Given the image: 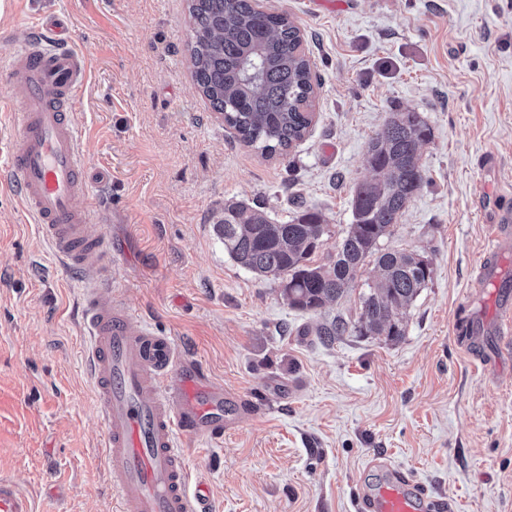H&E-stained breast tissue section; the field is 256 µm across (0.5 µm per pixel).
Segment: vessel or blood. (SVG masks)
<instances>
[{"label": "vessel or blood", "instance_id": "1", "mask_svg": "<svg viewBox=\"0 0 512 512\" xmlns=\"http://www.w3.org/2000/svg\"><path fill=\"white\" fill-rule=\"evenodd\" d=\"M22 45L0 67L7 73V104L18 122L5 181L37 224L59 264L95 268L84 281L86 365L104 426L101 446L117 496L116 512H206L209 488L191 484L179 437L216 439L240 418L241 394L225 390L174 340L136 320L111 287L110 254L92 236L94 207L78 206L89 195L76 119L87 66L72 46L64 21L38 20L22 30ZM512 250V212L497 211L476 280L500 291L498 335H512V280L498 270ZM379 479L355 500L356 512H456L454 500L432 495L421 483L378 457ZM0 512H34L31 498L0 473Z\"/></svg>", "mask_w": 512, "mask_h": 512}]
</instances>
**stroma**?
Masks as SVG:
<instances>
[{"label":"stroma","mask_w":512,"mask_h":512,"mask_svg":"<svg viewBox=\"0 0 512 512\" xmlns=\"http://www.w3.org/2000/svg\"><path fill=\"white\" fill-rule=\"evenodd\" d=\"M255 5L300 28L320 80L304 138L271 157L200 92L188 0H0V54L15 47L17 19L56 16L86 59L77 121L113 291L260 406L221 442H186L191 483L208 485V512H354L382 456L458 512H512V358L493 334L495 290L471 288L495 208L512 210V0ZM409 110L432 133L427 183L382 245L427 258L432 280L401 340L351 331L323 342L321 324L356 325L374 265L339 301L297 310L278 281L237 265L216 224L237 201L286 222L299 199L332 230L319 256L333 252L353 188L371 175L369 140ZM97 275L58 264L0 183V472L36 512H114L83 367L79 284ZM469 319L484 335L459 333Z\"/></svg>","instance_id":"stroma-1"}]
</instances>
